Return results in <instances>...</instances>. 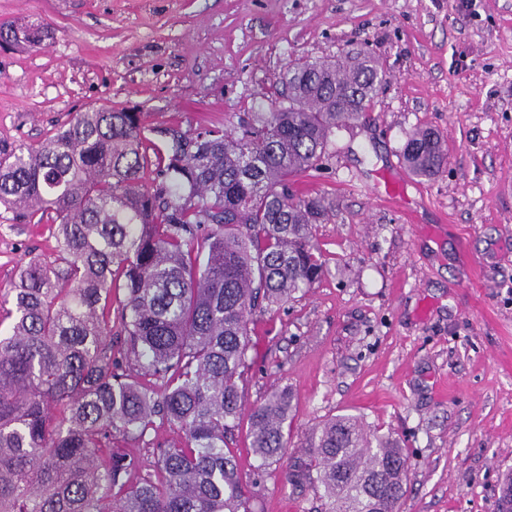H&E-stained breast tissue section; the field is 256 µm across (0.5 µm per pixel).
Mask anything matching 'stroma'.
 Instances as JSON below:
<instances>
[{
	"instance_id": "35a3bbf8",
	"label": "stroma",
	"mask_w": 512,
	"mask_h": 512,
	"mask_svg": "<svg viewBox=\"0 0 512 512\" xmlns=\"http://www.w3.org/2000/svg\"><path fill=\"white\" fill-rule=\"evenodd\" d=\"M50 25L42 49L0 46V147L34 148L88 107L137 105L200 130L268 111L295 60L374 58V106L337 131L300 196L328 205L314 241L326 272L252 317L245 400L294 397L290 450L337 414L409 456L403 512H499L512 478V0H0V22ZM438 131L430 178L401 149ZM405 180L411 210L374 194ZM49 224L0 223V295ZM233 451L257 512H318L285 464Z\"/></svg>"
}]
</instances>
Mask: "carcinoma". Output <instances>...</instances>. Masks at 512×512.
I'll return each mask as SVG.
<instances>
[{"instance_id":"obj_1","label":"carcinoma","mask_w":512,"mask_h":512,"mask_svg":"<svg viewBox=\"0 0 512 512\" xmlns=\"http://www.w3.org/2000/svg\"><path fill=\"white\" fill-rule=\"evenodd\" d=\"M5 34L31 48L52 39L44 24L0 23ZM383 80L368 56L292 62L288 95L232 129L92 107L36 148L0 149L6 220H48L56 240L54 259H31L0 299L12 319L0 334V512H255L231 448L244 416L259 467L288 461V482L318 495L320 512H400L408 456L392 438L339 414L292 457L290 391L247 410L240 386L250 316L325 273L313 230L327 207L293 179L320 168ZM401 156L417 177L445 163L427 129ZM158 422L182 440L142 474L117 444Z\"/></svg>"}]
</instances>
